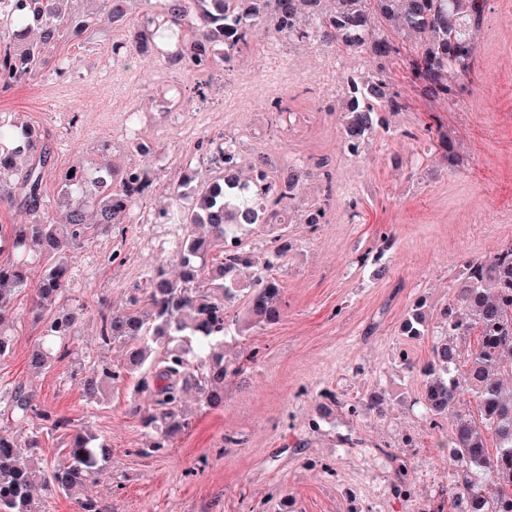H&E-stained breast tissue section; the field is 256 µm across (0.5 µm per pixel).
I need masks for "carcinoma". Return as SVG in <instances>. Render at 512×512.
<instances>
[{
  "instance_id": "carcinoma-1",
  "label": "carcinoma",
  "mask_w": 512,
  "mask_h": 512,
  "mask_svg": "<svg viewBox=\"0 0 512 512\" xmlns=\"http://www.w3.org/2000/svg\"><path fill=\"white\" fill-rule=\"evenodd\" d=\"M66 0H11L0 11V92L41 76L62 35L80 39L91 28L89 18L77 19L63 7ZM112 20L123 21L130 0H97ZM155 0L140 24L129 28L128 39L112 47L114 55L131 51L151 55L163 43L176 51L168 58L205 72L220 61L230 65L250 49L254 34L264 28L274 40L318 42L339 56L369 57L377 68L350 70L344 78L346 106L341 116L343 145L358 155L366 137L386 129L382 113L401 112L409 103L395 88L390 66L403 58L407 82L428 99L456 97L476 65V39L488 0ZM411 35V51L402 54L385 27ZM288 99L269 103L270 127L278 128L288 114ZM425 126L431 146L443 164L455 169L461 158L442 131L436 116ZM214 161L222 175L198 179L183 176L164 208L187 229L176 253L178 273L164 266L152 269L135 288L124 307L99 311V339L125 350V365H94L82 371L86 395L103 398L110 386L138 373L136 390L149 396L136 409L148 436L136 454L153 456L166 451L190 429L182 411L185 391L193 389L204 409L224 408V383L245 372L243 365L224 360V340L245 336L258 327L278 323L286 307L284 288L276 276L288 256V207L297 199L300 182L311 175L298 166L270 191L244 197L233 171L240 166L239 152L217 144ZM24 158L26 167L15 184L0 187V208L19 207L32 215L27 224L0 225V359L10 353L13 336L5 325V307L27 287L29 259L42 262V276L28 313L42 327L41 339L31 355L39 370L55 359L72 354L75 316L63 304L48 302L67 292L71 254L130 223L136 206L147 196L152 180L144 168L112 167L96 174L74 171L61 179L66 204L57 205L43 191L46 170L52 165L50 146L30 127L0 118V171L14 170ZM322 199L311 205L308 224H321L333 200L331 174L322 172ZM250 224H277L280 234L266 251L262 270L249 280L243 274L256 261L242 237L229 239L227 230ZM243 298L240 312L229 302ZM435 320L444 332L421 369L423 408L431 424L441 428L458 398L465 392L478 404L477 419L459 417L443 442L448 463L465 469L453 472L448 499L433 512H454L457 500L470 498L473 512H512V395L503 392L499 374L512 373V244L488 256L465 261L455 285L453 302L436 309ZM429 315L425 301L416 302L404 322V334L425 335ZM479 332L476 349L465 353L454 338ZM3 411L17 430L0 429V512H47L34 506L35 492L43 499L57 494L73 498L79 512H112V505L85 496L82 491L110 459L106 443L69 419L42 408L36 394L19 383L0 394ZM384 395L373 391L349 405L353 414L379 412ZM40 420L31 428L34 420ZM60 434L68 448L65 460L49 467L41 458L42 432ZM496 440L489 453L485 434ZM408 466L401 460L392 484L395 495L409 497Z\"/></svg>"
}]
</instances>
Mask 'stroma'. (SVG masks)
Returning a JSON list of instances; mask_svg holds the SVG:
<instances>
[{
	"mask_svg": "<svg viewBox=\"0 0 512 512\" xmlns=\"http://www.w3.org/2000/svg\"><path fill=\"white\" fill-rule=\"evenodd\" d=\"M147 9L144 2L133 6L123 23L98 12L84 39L57 45L66 75L50 69L0 92V116L34 127L54 150L46 196L57 198L68 170L137 165L149 170L153 185L136 211L151 215L168 205L186 168L218 176L202 146L230 137L243 161L265 156L282 176L290 166L327 159L335 201L325 223L311 227L305 211L321 198L324 180L301 187L288 211V261L278 272L287 311L278 324L226 344L225 359L249 361V368L226 381L223 409H200L188 393L192 426L164 454L136 453L145 437L133 408L146 397L134 378L92 402L78 376L97 361L118 365L124 358L122 348L99 341L101 306L124 305L155 266L176 271L161 225L127 224L75 251L68 296L83 308L75 353L42 374L28 365L41 336L27 315L41 276L40 263H32V284L10 309L15 336L0 360V390L26 383L40 405L109 443L111 461L84 493L110 503L112 512H273L284 494L296 512H429L451 484L441 434L452 431L455 417H478L479 407L463 394L452 421L431 430L422 379L401 356L426 363L438 335L432 329L409 338L401 324L418 298L432 307L451 301L465 260L512 243V0H489L467 91L449 103L406 88L411 110L385 113L388 134L365 141L357 156L341 142L345 96L334 51L282 42L272 54L266 37L256 36L233 70L211 68L214 82L227 78L235 89L201 103L182 94L200 78L185 63L162 54L113 55L128 24ZM276 96L287 97L292 112L274 134L267 104ZM430 114L448 129L461 157L456 169L443 168L420 132ZM129 126L161 154L133 151L124 134ZM386 231L395 241L385 249ZM380 249L381 262L358 263L359 254ZM115 251L121 259L113 263ZM326 390L338 404L316 427ZM373 390L385 393L382 413L348 411ZM399 458L413 486L405 501L392 489Z\"/></svg>",
	"mask_w": 512,
	"mask_h": 512,
	"instance_id": "obj_1",
	"label": "stroma"
}]
</instances>
